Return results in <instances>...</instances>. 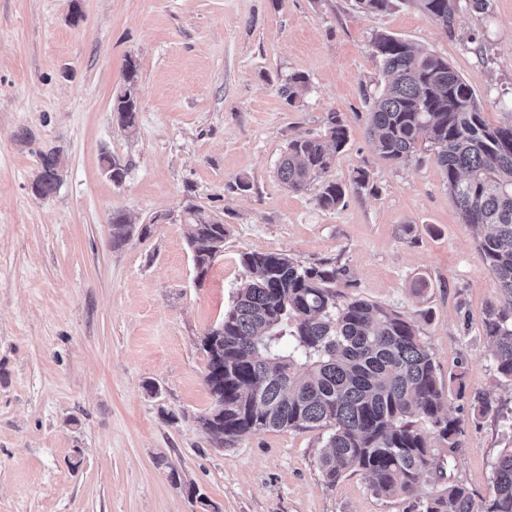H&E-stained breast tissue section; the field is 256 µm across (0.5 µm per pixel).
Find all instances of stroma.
Returning <instances> with one entry per match:
<instances>
[{
	"label": "stroma",
	"instance_id": "stroma-1",
	"mask_svg": "<svg viewBox=\"0 0 512 512\" xmlns=\"http://www.w3.org/2000/svg\"><path fill=\"white\" fill-rule=\"evenodd\" d=\"M378 33L446 59L489 124L512 123V0L461 11L451 36L415 0L378 14L354 0H0V512H416L430 478L395 498L359 474L328 485L325 430L219 448L201 429V340L232 303L244 251L347 267L357 295L415 323L440 373L464 386L445 402L460 423L452 475L490 496L492 464L512 447V387L484 334L499 292L433 157L393 165L373 146ZM131 62L129 134L112 101ZM296 73L308 89L291 107L280 89ZM330 112L349 141L327 177L348 191L326 209L319 183L290 191L276 166ZM48 149L64 176L38 198ZM105 153L127 165L122 184L103 173ZM239 177L249 191L233 190ZM190 202L226 229L202 277ZM116 213L135 227L119 246ZM485 398L500 414H481Z\"/></svg>",
	"mask_w": 512,
	"mask_h": 512
}]
</instances>
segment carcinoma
Masks as SVG:
<instances>
[{
	"mask_svg": "<svg viewBox=\"0 0 512 512\" xmlns=\"http://www.w3.org/2000/svg\"><path fill=\"white\" fill-rule=\"evenodd\" d=\"M398 0H357L367 14L386 12ZM453 36L457 15L485 11L488 0H415ZM386 77L369 98L367 132L377 153L406 164L419 140L428 142L448 183V195L463 221L485 229L476 250L493 274L500 300L489 306L485 335L498 376L512 383V124L492 127L472 89L431 53L420 54L393 35L373 39ZM138 70L129 62L125 89L112 102L119 126L134 130ZM308 80L294 74L281 88L293 106ZM349 140L336 115L322 136L288 142L277 174L300 192L323 177ZM61 159L40 155L32 194L45 197L60 185ZM347 187L324 180L319 204L336 207ZM186 238L195 265L206 272L224 246V222L203 207H186ZM124 215H112V243L131 235ZM245 278L224 318L201 340L207 357L205 382L211 401L224 398L198 418L211 439L230 446L264 429L324 428L321 464L332 485L360 473L379 497L415 492L423 476L434 490L419 512H512V448L494 463L493 491L476 504L468 488L450 479L459 450V421L444 411L445 385L419 328L394 310L350 293L344 266L303 265L286 254L243 252ZM424 422L430 433L417 423Z\"/></svg>",
	"mask_w": 512,
	"mask_h": 512,
	"instance_id": "carcinoma-1",
	"label": "carcinoma"
}]
</instances>
